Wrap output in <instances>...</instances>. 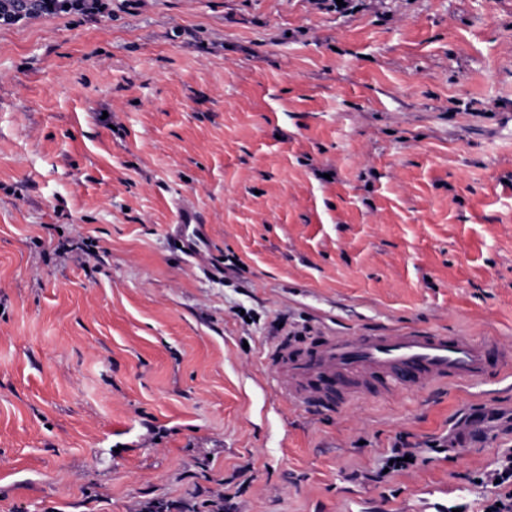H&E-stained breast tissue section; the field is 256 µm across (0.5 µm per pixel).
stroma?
Returning a JSON list of instances; mask_svg holds the SVG:
<instances>
[{
  "mask_svg": "<svg viewBox=\"0 0 512 512\" xmlns=\"http://www.w3.org/2000/svg\"><path fill=\"white\" fill-rule=\"evenodd\" d=\"M386 326L512 341V0L0 24V512H482L512 376L276 392L282 340ZM192 217L188 216L184 219L181 218L180 223L177 224L175 227L176 235L182 237L181 232L183 229V232L185 234V238H183V244L184 247L193 255H196L198 251L200 250L201 246L204 244L206 234H205V224H199L198 222H194L195 224V230L194 235L190 238L186 234V230L190 227L192 224Z\"/></svg>",
  "mask_w": 512,
  "mask_h": 512,
  "instance_id": "35a3bbf8",
  "label": "stroma"
}]
</instances>
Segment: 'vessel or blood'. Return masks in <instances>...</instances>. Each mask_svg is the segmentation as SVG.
<instances>
[{
	"label": "vessel or blood",
	"mask_w": 512,
	"mask_h": 512,
	"mask_svg": "<svg viewBox=\"0 0 512 512\" xmlns=\"http://www.w3.org/2000/svg\"><path fill=\"white\" fill-rule=\"evenodd\" d=\"M277 390L304 407L333 409L374 390L465 383L512 364V348L487 333L467 339L442 331L379 329L330 335L300 350L276 356Z\"/></svg>",
	"instance_id": "b4317fda"
}]
</instances>
